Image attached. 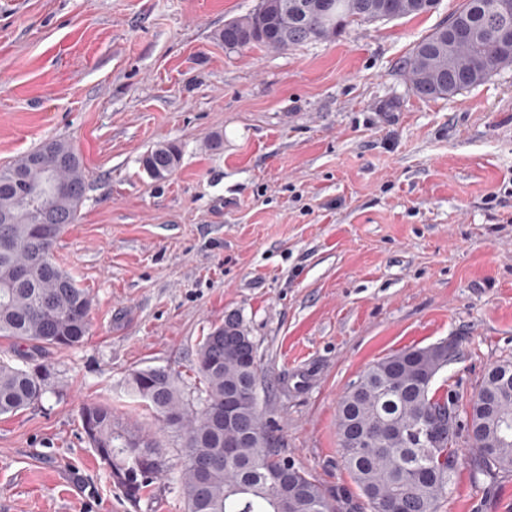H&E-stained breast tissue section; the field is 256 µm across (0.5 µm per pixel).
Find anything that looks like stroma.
Returning a JSON list of instances; mask_svg holds the SVG:
<instances>
[{
    "label": "stroma",
    "instance_id": "35a3bbf8",
    "mask_svg": "<svg viewBox=\"0 0 512 512\" xmlns=\"http://www.w3.org/2000/svg\"><path fill=\"white\" fill-rule=\"evenodd\" d=\"M259 0H0V168L52 138L87 187L54 256L92 297L81 346L0 416V512H185L167 485L131 505L81 435L80 408L181 437L125 385L163 367L198 401L197 350L239 314L257 398L282 450L334 501L369 512L347 470L339 403L379 359L442 341L436 378L465 407L512 360V66L460 94L417 96L405 62L463 0L275 50L226 48ZM222 135L220 147L210 145ZM181 149L163 181L142 156ZM440 512H512V475L462 464Z\"/></svg>",
    "mask_w": 512,
    "mask_h": 512
}]
</instances>
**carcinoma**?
<instances>
[{
    "label": "carcinoma",
    "instance_id": "carcinoma-1",
    "mask_svg": "<svg viewBox=\"0 0 512 512\" xmlns=\"http://www.w3.org/2000/svg\"><path fill=\"white\" fill-rule=\"evenodd\" d=\"M409 0H260L251 13L224 22L219 38L230 48L263 45L272 49L325 40L350 23L392 20L428 13L432 7ZM498 0H463L451 24L437 27L415 46L406 69L422 98L448 97L483 84L512 65L500 33L512 29V13L497 17ZM58 182L42 217L52 233L39 234L33 190L44 170L32 153L0 168V337L39 350L81 345L90 330L92 298L56 264L53 250L75 222L87 175L82 159L66 140L36 149ZM180 161V149L163 143L142 158L147 174L166 179ZM249 337L243 320L230 314L202 340L197 353L200 407L184 398L178 377L165 368L135 370L129 390L143 399L162 423L183 440V467L173 482L186 512H335L322 487L282 453L280 438L263 421L256 396L258 364L252 352L224 343V327ZM455 347L430 345L397 351L373 364L344 394L338 430L344 460L370 512H439L462 458L459 438L467 436L475 474L492 478L512 472V399L489 403L493 372L512 378V361L492 366L470 400L471 422L457 413L453 397L433 389L436 376L452 360ZM26 367L0 361V415L41 401L53 379L47 364L25 354ZM236 410L224 427V405ZM436 419L432 444L416 431L426 415ZM84 438L108 466L110 477L130 502H137L164 477L157 437L115 421L112 407H82ZM235 442L224 457V440ZM378 440L370 448L366 440Z\"/></svg>",
    "mask_w": 512,
    "mask_h": 512
}]
</instances>
